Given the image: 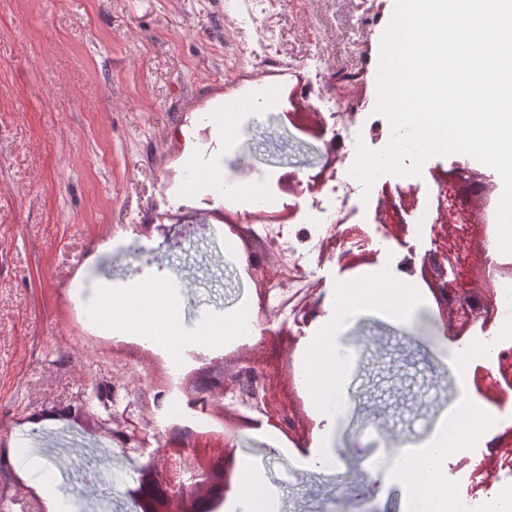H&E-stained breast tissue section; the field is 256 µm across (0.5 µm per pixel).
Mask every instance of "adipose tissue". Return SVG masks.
<instances>
[{
	"label": "adipose tissue",
	"instance_id": "obj_1",
	"mask_svg": "<svg viewBox=\"0 0 512 512\" xmlns=\"http://www.w3.org/2000/svg\"><path fill=\"white\" fill-rule=\"evenodd\" d=\"M428 297L407 273L384 278L371 271L353 277L336 288L334 314L319 326L315 336L303 345L300 359L305 367L304 382L316 413L330 407L345 409L349 364L340 357L337 342L344 321L362 311H373L395 322L408 321L410 314L427 303ZM181 316L170 284H140L112 293V314L107 324L133 326L135 332L169 336L171 344L189 343V336H170L169 331ZM460 385L457 401L448 407L431 436L417 442L398 441L392 453V473L404 488L410 504L423 512H445L447 507L449 452L470 448L492 440L503 430L497 411L479 398L470 378L469 363L457 358L452 363ZM276 495L263 474L249 463L239 467L224 502V512H276Z\"/></svg>",
	"mask_w": 512,
	"mask_h": 512
}]
</instances>
